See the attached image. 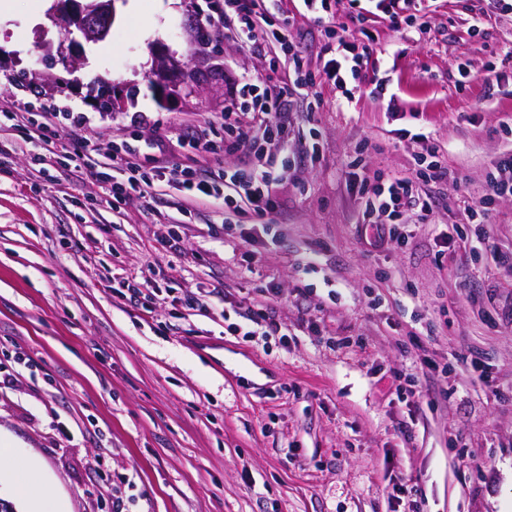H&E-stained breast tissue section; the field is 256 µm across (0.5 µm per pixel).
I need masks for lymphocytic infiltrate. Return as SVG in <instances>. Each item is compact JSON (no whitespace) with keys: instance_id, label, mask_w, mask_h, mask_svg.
<instances>
[{"instance_id":"1","label":"lymphocytic infiltrate","mask_w":512,"mask_h":512,"mask_svg":"<svg viewBox=\"0 0 512 512\" xmlns=\"http://www.w3.org/2000/svg\"><path fill=\"white\" fill-rule=\"evenodd\" d=\"M262 3L263 0H211L200 22L216 27L233 16L241 32L251 41L273 40L283 51H292L291 19H283L274 29L262 28L258 24ZM373 52L368 42L360 48L342 40L328 42L321 49L319 73L303 72L301 59H294L297 75L292 86L260 90L253 83H242L238 91L240 109L230 108L216 113L208 118L205 128L185 134L179 141L184 155L180 162L165 161L145 169L141 159L151 144L137 133L113 144L104 155L99 154L95 144L88 140L80 150L37 156L33 162L43 175L58 165L80 173L89 172L118 203L134 194L145 196L166 182L184 192L186 205L202 203L211 206L224 224H236L241 217L248 216L257 223L269 225L276 212L277 188L287 177L289 164L287 158L257 153V143L262 140L287 143L288 99L296 88L312 84L314 78L342 89L345 101H352L355 94L350 84L358 80ZM244 107L252 113L247 122L240 113ZM6 118L13 121L23 141L31 143L59 137L63 115L59 112H10ZM235 151L254 153L255 161L251 167L220 168L206 174L198 172L197 163H210L221 154ZM447 176V167L434 159L410 175L389 176L374 186H362L359 222L371 228L373 244L403 241L409 222L427 220L434 201L419 193L417 183L421 180L437 182ZM378 213L387 214L389 225L375 223L374 216Z\"/></svg>"}]
</instances>
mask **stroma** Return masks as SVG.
<instances>
[{
    "instance_id": "35a3bbf8",
    "label": "stroma",
    "mask_w": 512,
    "mask_h": 512,
    "mask_svg": "<svg viewBox=\"0 0 512 512\" xmlns=\"http://www.w3.org/2000/svg\"><path fill=\"white\" fill-rule=\"evenodd\" d=\"M149 3L141 16L115 0L109 34L78 47L72 73L49 59L63 38L54 0H12L0 17V107L84 118L0 167V448L32 462L42 512H512V196L492 207L488 245L473 215L512 152V15L491 0H421L426 31L371 18L359 102L339 108L320 80L293 97L275 227H225L207 206L183 214L168 186L114 206L91 178L61 167L46 181L30 165L86 137L107 151L135 114L176 156L179 135L237 103L243 81L293 80L273 44L214 27L201 40L206 0ZM161 49L188 67L169 95L154 82ZM491 66L501 80L489 87ZM97 79L114 111L91 101ZM431 146L455 176L423 184L428 223L410 225L408 245H369L360 179L409 174ZM176 220L171 253L160 240ZM446 224L469 239L438 265ZM131 274L177 301L149 312L121 298L113 281ZM262 286L281 333L237 336Z\"/></svg>"
}]
</instances>
